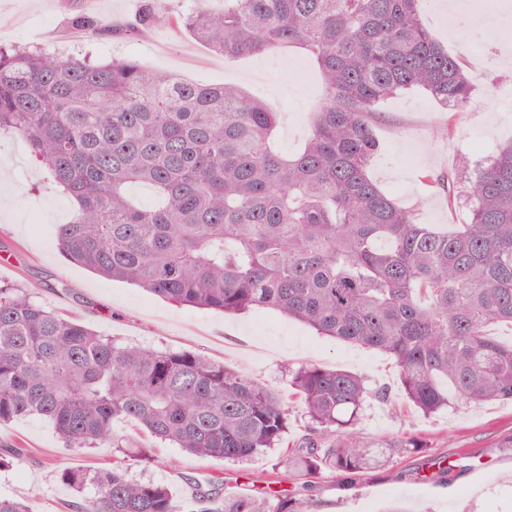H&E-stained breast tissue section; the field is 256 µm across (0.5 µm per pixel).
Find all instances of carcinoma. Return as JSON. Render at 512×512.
<instances>
[{"instance_id": "1", "label": "carcinoma", "mask_w": 512, "mask_h": 512, "mask_svg": "<svg viewBox=\"0 0 512 512\" xmlns=\"http://www.w3.org/2000/svg\"><path fill=\"white\" fill-rule=\"evenodd\" d=\"M193 0L186 11L143 0L137 24L83 16L93 39L134 38L154 25L187 32L226 62L277 47L306 51L323 79L311 135L294 156L273 145L277 113L228 84L201 85L134 58L101 62L0 45V133L26 142L75 201L58 225L63 258L179 306L235 314L265 307L317 333L381 351L425 417L454 402L512 401V345L488 334L512 326V139L491 158L446 174L420 173L448 207L467 209L455 231L417 221L370 175L379 150L371 117L397 92L421 88L448 112L443 135L471 108L463 62L424 25L421 0ZM158 194L141 207L128 185ZM289 385L307 418L288 466L312 489L388 477L397 459L429 453L414 434L367 441L364 404L386 399L347 370L299 365ZM53 423L72 450L113 448L112 465L66 467L82 495L72 512H175L169 488L128 478L161 463L131 447L113 422L214 461L283 447V399L198 353L120 343L0 287V424ZM91 495H85V491ZM191 512H306L204 490Z\"/></svg>"}]
</instances>
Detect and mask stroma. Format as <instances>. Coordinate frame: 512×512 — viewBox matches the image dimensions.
Returning <instances> with one entry per match:
<instances>
[{
	"label": "stroma",
	"instance_id": "stroma-1",
	"mask_svg": "<svg viewBox=\"0 0 512 512\" xmlns=\"http://www.w3.org/2000/svg\"><path fill=\"white\" fill-rule=\"evenodd\" d=\"M422 0L421 13L432 34L466 65L476 108L457 117L453 139L440 137L447 113L421 91H405L386 100L373 119L380 149L373 177L382 190L418 220L442 229L456 228L465 209L449 211L443 190L424 186L420 171H448L459 160L490 156L512 139V0ZM141 0H0V45L39 47L45 51L100 59L138 58L147 68L176 72L203 84L232 82L279 114L276 146L298 151L309 134V117L323 88L305 55L273 50L235 62L197 43L187 33L160 25L135 39L74 37L73 17L94 15L123 23L134 20ZM72 201L46 179L25 143L0 134V285L28 289L39 304L80 318L104 336L145 347L190 350L235 367L278 392L289 408L291 435L305 423L292 398L289 368L309 364L343 369L364 377L388 399L369 401L360 429L367 439L409 431L422 434L434 452L449 456L454 468L447 479L435 478L425 457L399 459L396 478H373L350 490L321 478L306 493L284 465V449L240 462L209 461L184 449L136 433L127 421L116 431L153 448L160 464L135 465L132 479L166 484L175 506H185L192 480L225 483L227 491L264 497L268 488L305 493L307 512H512V402L481 406L458 404L423 418L399 388L391 357L318 334L306 325L259 308L238 316L180 307L151 293L103 278L66 261L55 247L58 225L67 223ZM21 443L29 454L0 469V495L27 500L31 512H70L76 494L59 471L66 466L110 465L112 451L65 450L52 424L25 417L0 425V452Z\"/></svg>",
	"mask_w": 512,
	"mask_h": 512
}]
</instances>
